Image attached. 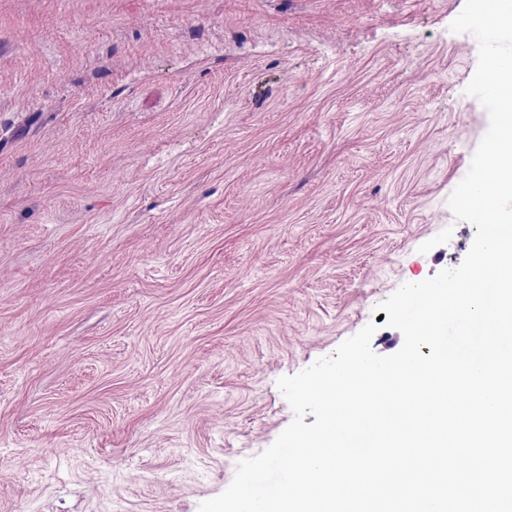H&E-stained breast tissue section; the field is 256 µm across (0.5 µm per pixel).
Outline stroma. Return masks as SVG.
Masks as SVG:
<instances>
[{"mask_svg": "<svg viewBox=\"0 0 512 512\" xmlns=\"http://www.w3.org/2000/svg\"><path fill=\"white\" fill-rule=\"evenodd\" d=\"M465 0H0V512H199L294 376L457 267Z\"/></svg>", "mask_w": 512, "mask_h": 512, "instance_id": "35a3bbf8", "label": "stroma"}]
</instances>
